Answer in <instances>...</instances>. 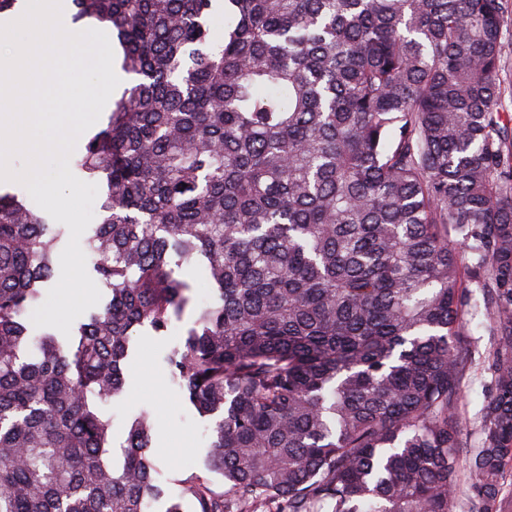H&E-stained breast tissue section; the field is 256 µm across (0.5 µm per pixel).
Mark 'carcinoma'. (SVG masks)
<instances>
[{
    "label": "carcinoma",
    "instance_id": "cac0c4a2",
    "mask_svg": "<svg viewBox=\"0 0 512 512\" xmlns=\"http://www.w3.org/2000/svg\"><path fill=\"white\" fill-rule=\"evenodd\" d=\"M130 82L76 167L104 301L32 312L60 228L0 193V512H150L151 415L104 407L132 337L212 285L167 357L212 418L195 512H497L512 465V0H74ZM224 13L216 40L210 19ZM487 297L479 448L460 429ZM470 287L469 294L473 307L465 316L469 334L466 336V340L472 347H476L479 352L484 353L491 347L492 338L487 330L488 322L485 317L483 294L480 288H476L474 284H471Z\"/></svg>",
    "mask_w": 512,
    "mask_h": 512
}]
</instances>
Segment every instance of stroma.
<instances>
[{
  "mask_svg": "<svg viewBox=\"0 0 512 512\" xmlns=\"http://www.w3.org/2000/svg\"><path fill=\"white\" fill-rule=\"evenodd\" d=\"M194 317V310L186 309L169 335L145 331L138 336L137 353L125 367L123 397L107 408L112 436L118 443L126 438L133 414L142 409L150 412L151 453L157 466L154 477L172 497L181 496L183 479L198 471L209 437L208 420L199 417L170 383L164 363L165 355L179 343ZM490 383V375L477 365L466 369L463 376L461 412L464 439L471 449L477 446V427Z\"/></svg>",
  "mask_w": 512,
  "mask_h": 512,
  "instance_id": "obj_1",
  "label": "stroma"
}]
</instances>
